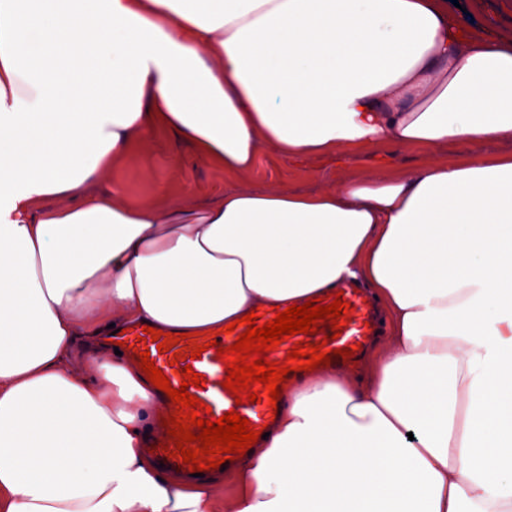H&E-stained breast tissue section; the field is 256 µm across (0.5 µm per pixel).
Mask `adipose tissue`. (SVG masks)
<instances>
[{"label": "adipose tissue", "instance_id": "obj_1", "mask_svg": "<svg viewBox=\"0 0 512 512\" xmlns=\"http://www.w3.org/2000/svg\"><path fill=\"white\" fill-rule=\"evenodd\" d=\"M164 125L237 173L260 149L428 152L314 192L202 205L92 183ZM512 44L446 0H0V512H512ZM353 276L390 344L367 384L300 385L207 480L145 448L112 355ZM434 154L443 161L456 162L467 153L493 154L512 152V143L476 141L467 147L446 145L435 149Z\"/></svg>", "mask_w": 512, "mask_h": 512}]
</instances>
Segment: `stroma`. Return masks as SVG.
<instances>
[{
  "mask_svg": "<svg viewBox=\"0 0 512 512\" xmlns=\"http://www.w3.org/2000/svg\"><path fill=\"white\" fill-rule=\"evenodd\" d=\"M459 2V7L450 10L458 24L491 42L512 39V0ZM424 160V152L396 145L367 149L352 158L287 159L263 149L248 171L231 176L220 165L201 160L195 147L176 133L160 128L148 145L133 146L124 158L114 162L96 187L103 191L117 183L123 186L128 200L152 199L169 206L207 202L231 185L314 191L381 168L408 171Z\"/></svg>",
  "mask_w": 512,
  "mask_h": 512,
  "instance_id": "obj_1",
  "label": "stroma"
}]
</instances>
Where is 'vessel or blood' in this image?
I'll use <instances>...</instances> for the list:
<instances>
[{
    "instance_id": "1",
    "label": "vessel or blood",
    "mask_w": 512,
    "mask_h": 512,
    "mask_svg": "<svg viewBox=\"0 0 512 512\" xmlns=\"http://www.w3.org/2000/svg\"><path fill=\"white\" fill-rule=\"evenodd\" d=\"M343 298L349 305V310L343 314L344 328L338 338L324 341L322 335L314 334L297 336L280 343L276 349L268 351L269 361L286 364L289 350L298 342L308 341L314 345H323L325 352L336 349H349L358 344H368L374 336L377 323L373 317L364 290L356 282L350 281L342 287ZM122 345L120 350L124 358L131 362H139V351L148 348L150 359L157 368H160L165 376H168L172 388H179L185 367H192L193 371L201 374L203 383L201 386L191 388L190 393L196 396L205 406L210 407L212 417L219 418L229 411H237L241 416L249 419L253 429H262L264 424L270 423L274 414L268 401L250 402L244 405L237 404L235 398L224 388L226 379V363L218 357L219 349L227 348L237 340L236 334L212 331L196 336L194 344L202 345L203 352L200 358H192L191 346L186 341H179L178 347L182 353L181 360H173L171 353L159 352L156 343L150 338L144 337L142 328L136 327L121 334Z\"/></svg>"
}]
</instances>
